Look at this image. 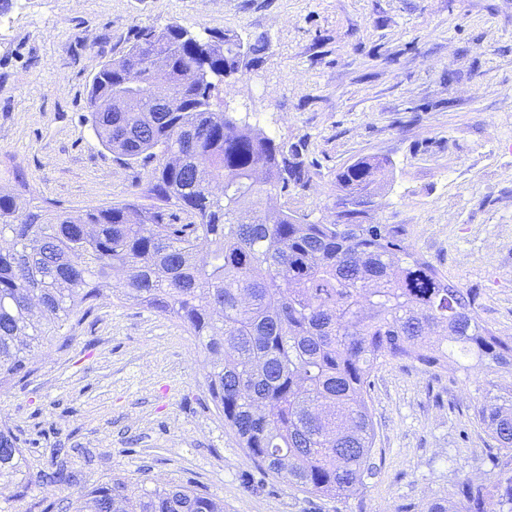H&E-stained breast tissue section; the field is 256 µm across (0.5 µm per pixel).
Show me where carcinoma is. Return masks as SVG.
<instances>
[{
    "label": "carcinoma",
    "mask_w": 512,
    "mask_h": 512,
    "mask_svg": "<svg viewBox=\"0 0 512 512\" xmlns=\"http://www.w3.org/2000/svg\"><path fill=\"white\" fill-rule=\"evenodd\" d=\"M267 37L202 38L177 24L140 26L88 91L92 127L128 166L147 169L153 204H112L46 217L0 192V383L30 374L34 349L63 335L71 317L113 296L180 320L210 356L207 386L254 468L304 493L347 498L371 474L375 427L370 377L386 361L428 369L454 358L469 376H512V340L478 318V294L451 285L413 252L400 224H368L390 161L356 159L336 173V218L265 198L306 190L314 161L299 142L277 143L211 108L224 79L259 62ZM175 95L155 111L148 85L127 74L149 55ZM474 419L496 446L489 479L455 484L454 509L512 512V388L489 380ZM23 449L0 429V486L25 494ZM49 482L79 487L92 512H224L173 482L136 490L115 480L80 485L62 462Z\"/></svg>",
    "instance_id": "carcinoma-1"
}]
</instances>
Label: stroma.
<instances>
[{"label": "stroma", "instance_id": "35a3bbf8", "mask_svg": "<svg viewBox=\"0 0 512 512\" xmlns=\"http://www.w3.org/2000/svg\"><path fill=\"white\" fill-rule=\"evenodd\" d=\"M266 36L257 71L226 79L213 108L276 142L306 143L317 164L291 208L332 220L336 173L366 155L391 162L369 219L406 240L459 287L478 317L512 338V0H11L0 13V188L46 213L150 201L141 167L93 131L95 73L139 26ZM32 372L0 385V427L28 457L27 494L0 512L68 505L46 483L55 451L87 486L184 483L224 512H423L453 481L487 480L477 424L483 380L455 361L426 371L382 363L369 404L377 470L345 499L254 473L211 400L207 355L177 319L113 298L35 349Z\"/></svg>", "mask_w": 512, "mask_h": 512}]
</instances>
